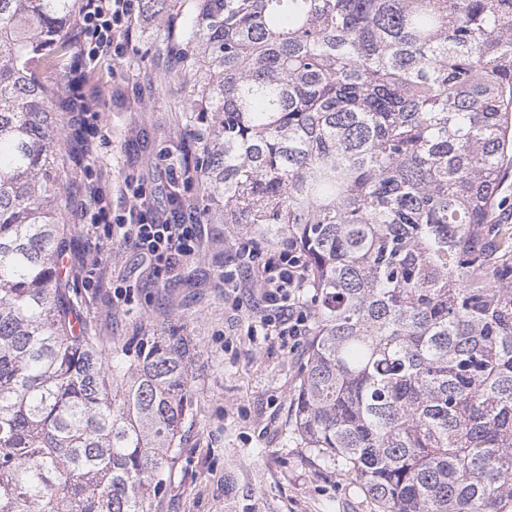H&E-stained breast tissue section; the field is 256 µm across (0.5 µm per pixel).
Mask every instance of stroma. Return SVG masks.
Returning a JSON list of instances; mask_svg holds the SVG:
<instances>
[{
	"instance_id": "1",
	"label": "stroma",
	"mask_w": 512,
	"mask_h": 512,
	"mask_svg": "<svg viewBox=\"0 0 512 512\" xmlns=\"http://www.w3.org/2000/svg\"><path fill=\"white\" fill-rule=\"evenodd\" d=\"M155 13L123 56L86 63L80 93L97 100L108 134L97 153L85 155L59 112L60 183L64 221L71 228L64 263L76 265L95 239L87 235L80 207L88 179L113 187L109 214L128 206L123 185L142 191L162 219L199 214L206 193L200 181L169 187L171 168L193 161L194 130L183 88L168 75L171 53L156 40L166 20ZM199 254L169 274H156L128 245L104 243L101 256L125 292L70 280V295L93 333L134 344L171 321L195 345L194 417L185 427L184 451L170 472L155 512H376L371 499L333 464L316 459L292 431L291 408L308 342L297 350L270 336H252L254 298L249 289L224 285V255L239 237L228 225L203 217Z\"/></svg>"
}]
</instances>
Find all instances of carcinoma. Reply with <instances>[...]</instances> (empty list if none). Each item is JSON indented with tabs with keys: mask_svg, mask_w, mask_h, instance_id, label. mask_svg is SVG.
<instances>
[{
	"mask_svg": "<svg viewBox=\"0 0 512 512\" xmlns=\"http://www.w3.org/2000/svg\"><path fill=\"white\" fill-rule=\"evenodd\" d=\"M73 9L0 0V512H152L196 351L73 311L43 78ZM180 42L202 211L311 270L295 434L378 512H512V0H192ZM511 204H512V162L511 155L508 160L504 162V176L501 183V190L499 193L498 202V215L495 218L496 223L510 224L512 226L511 218ZM502 207L504 209L502 210Z\"/></svg>",
	"mask_w": 512,
	"mask_h": 512,
	"instance_id": "1",
	"label": "carcinoma"
}]
</instances>
